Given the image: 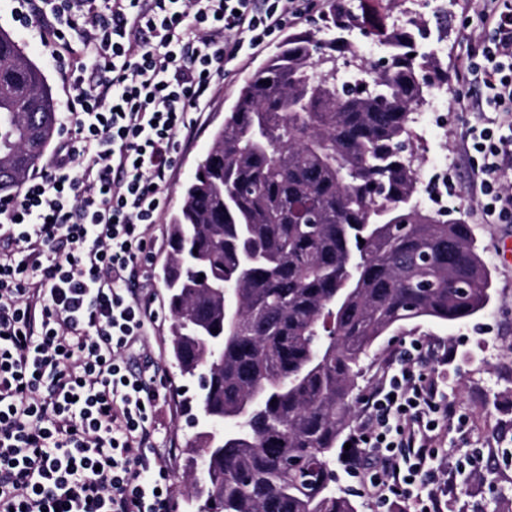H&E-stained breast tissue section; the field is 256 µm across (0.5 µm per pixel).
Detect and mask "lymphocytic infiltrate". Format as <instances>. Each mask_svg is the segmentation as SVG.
Returning a JSON list of instances; mask_svg holds the SVG:
<instances>
[{
	"mask_svg": "<svg viewBox=\"0 0 512 512\" xmlns=\"http://www.w3.org/2000/svg\"><path fill=\"white\" fill-rule=\"evenodd\" d=\"M484 32L464 70L485 93L470 128L479 202L512 223V0H473ZM318 0H17L71 92L52 161L0 200V512H170L172 453L156 441V361L136 346L158 313L132 284L152 243L179 138L213 88ZM96 18L86 28L88 18ZM411 342L365 396L343 462L378 512L426 489L444 420H467Z\"/></svg>",
	"mask_w": 512,
	"mask_h": 512,
	"instance_id": "lymphocytic-infiltrate-1",
	"label": "lymphocytic infiltrate"
}]
</instances>
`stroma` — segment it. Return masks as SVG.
Wrapping results in <instances>:
<instances>
[{"mask_svg":"<svg viewBox=\"0 0 512 512\" xmlns=\"http://www.w3.org/2000/svg\"><path fill=\"white\" fill-rule=\"evenodd\" d=\"M13 6V0H0V28L15 33L44 72L54 97L64 100L63 82L49 50L18 31ZM365 9L386 11L402 21L419 16L426 22L428 47L437 53L450 80L438 91L445 100L438 121L414 132L417 163L423 179L446 205L449 218L470 224L478 253L492 274L493 288L487 306L466 321L418 319L396 329L364 358L358 384L362 393H369L411 340L453 347L455 358L449 366L432 361L424 366L425 373L437 378L444 396L469 419L465 434L454 423H445L439 442L452 483L448 512H512V260L504 255L506 241L512 240V224L487 223L482 213L474 187L476 175L463 151L464 137L470 127L480 124L481 114L460 111L456 103L462 94L474 100L480 97L478 85L455 80L467 65L468 48L481 40L478 21L468 10V0H431L427 6L422 0H366ZM276 49V44H269L215 88L201 122L175 155L164 209L149 230L163 246L146 259L139 285L142 295L154 297L157 304L166 302L161 269L170 253L167 224L181 204V189L205 157L214 130L223 124L245 79Z\"/></svg>","mask_w":512,"mask_h":512,"instance_id":"obj_1","label":"stroma"}]
</instances>
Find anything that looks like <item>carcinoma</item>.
<instances>
[{"mask_svg": "<svg viewBox=\"0 0 512 512\" xmlns=\"http://www.w3.org/2000/svg\"><path fill=\"white\" fill-rule=\"evenodd\" d=\"M371 23L381 65L336 82L343 35H287L240 88L170 217V359L201 413L182 449L196 512H354L329 467L362 359L395 326L490 299L470 225L418 208L413 110L448 72L418 20ZM42 70L0 29V197L59 125ZM224 421V433L212 422ZM205 461L206 473L198 471Z\"/></svg>", "mask_w": 512, "mask_h": 512, "instance_id": "cac0c4a2", "label": "carcinoma"}]
</instances>
